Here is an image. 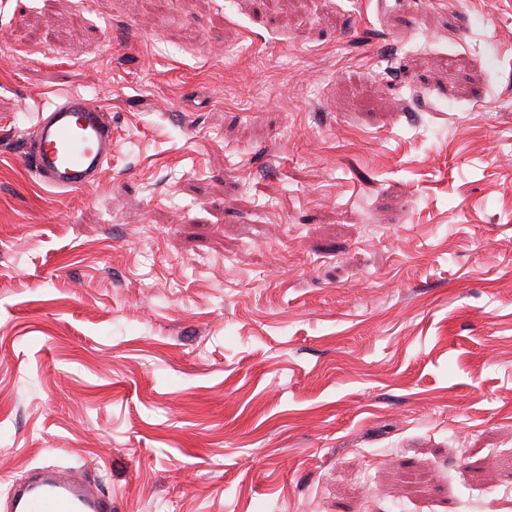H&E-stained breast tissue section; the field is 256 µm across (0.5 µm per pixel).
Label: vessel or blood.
<instances>
[{
    "instance_id": "vessel-or-blood-1",
    "label": "vessel or blood",
    "mask_w": 512,
    "mask_h": 512,
    "mask_svg": "<svg viewBox=\"0 0 512 512\" xmlns=\"http://www.w3.org/2000/svg\"><path fill=\"white\" fill-rule=\"evenodd\" d=\"M35 127L37 137L21 152L41 181L61 191L100 182L112 161V120L104 106L66 92L38 113ZM11 512H112V498L98 492L86 473L46 469L15 492Z\"/></svg>"
}]
</instances>
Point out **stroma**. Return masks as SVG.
I'll return each instance as SVG.
<instances>
[{"label":"stroma","instance_id":"35a3bbf8","mask_svg":"<svg viewBox=\"0 0 512 512\" xmlns=\"http://www.w3.org/2000/svg\"><path fill=\"white\" fill-rule=\"evenodd\" d=\"M399 2L0 0V512H512V0ZM107 112L79 93L66 92L38 113V135L21 148L38 178L61 191L98 184L112 161V119ZM88 473L45 469L13 496L11 512H112V497L99 493Z\"/></svg>","mask_w":512,"mask_h":512}]
</instances>
